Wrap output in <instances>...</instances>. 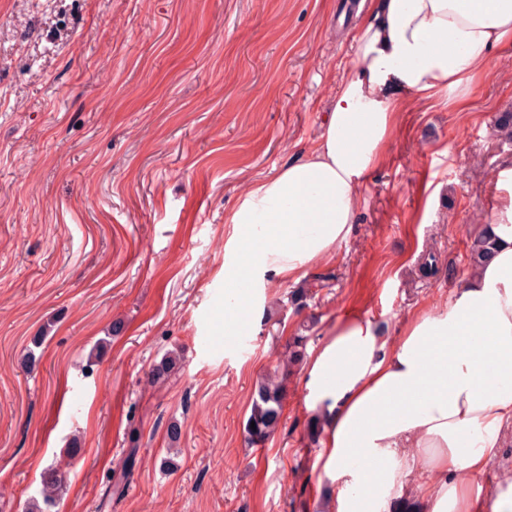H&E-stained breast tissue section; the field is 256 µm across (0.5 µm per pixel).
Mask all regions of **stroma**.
I'll return each instance as SVG.
<instances>
[{
    "instance_id": "stroma-1",
    "label": "stroma",
    "mask_w": 512,
    "mask_h": 512,
    "mask_svg": "<svg viewBox=\"0 0 512 512\" xmlns=\"http://www.w3.org/2000/svg\"><path fill=\"white\" fill-rule=\"evenodd\" d=\"M358 2L0 0V512H24L73 440L60 512H320L291 337L310 322L317 347L349 315L395 337L446 303L512 162L496 124L512 112L507 47L461 106L410 99L350 241L301 282L255 289L250 322L225 335L224 218L314 144ZM171 350L177 372L149 388ZM270 373L287 391L281 423L249 448ZM174 420L179 467L165 474ZM129 456L113 496L107 476Z\"/></svg>"
}]
</instances>
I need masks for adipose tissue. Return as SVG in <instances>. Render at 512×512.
Wrapping results in <instances>:
<instances>
[{"mask_svg":"<svg viewBox=\"0 0 512 512\" xmlns=\"http://www.w3.org/2000/svg\"><path fill=\"white\" fill-rule=\"evenodd\" d=\"M510 44L512 0H372L312 148L252 184L226 219L225 334L248 323L252 289L300 282L348 242L404 95L464 100ZM497 183L494 251L443 307H422L393 339L370 319H341L306 359L331 512H391L415 473L433 480L430 512H512V479L491 496L470 482L512 430V167Z\"/></svg>","mask_w":512,"mask_h":512,"instance_id":"1","label":"adipose tissue"}]
</instances>
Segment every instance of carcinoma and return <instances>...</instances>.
Segmentation results:
<instances>
[{
  "label": "carcinoma",
  "instance_id": "cac0c4a2",
  "mask_svg": "<svg viewBox=\"0 0 512 512\" xmlns=\"http://www.w3.org/2000/svg\"><path fill=\"white\" fill-rule=\"evenodd\" d=\"M494 240L485 232L475 236L471 241L470 265L475 268L492 253ZM308 337L296 336L289 344L287 362L291 365L301 362L305 355ZM180 361V355L170 351L160 361L154 363L148 374L147 383L156 386L168 382ZM285 388L283 380L277 374L263 377L255 386L250 414L243 432L248 446L255 447L268 441L278 429L282 418ZM66 483V472L53 463L41 476L39 496L27 503V512H58L59 501Z\"/></svg>",
  "mask_w": 512,
  "mask_h": 512
}]
</instances>
